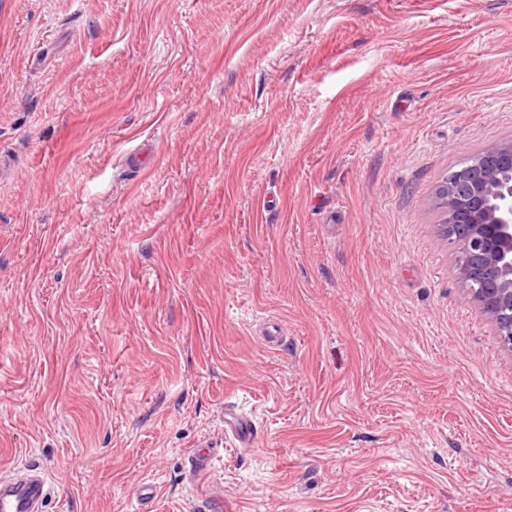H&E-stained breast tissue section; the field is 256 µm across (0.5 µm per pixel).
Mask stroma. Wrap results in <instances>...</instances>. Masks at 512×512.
Returning a JSON list of instances; mask_svg holds the SVG:
<instances>
[{
	"mask_svg": "<svg viewBox=\"0 0 512 512\" xmlns=\"http://www.w3.org/2000/svg\"><path fill=\"white\" fill-rule=\"evenodd\" d=\"M510 136L512 0H0V469L45 512H512V352L433 201ZM214 452L209 444L200 445L190 455L191 470L195 476L207 474L213 468ZM47 477L29 467L0 474V512H43Z\"/></svg>",
	"mask_w": 512,
	"mask_h": 512,
	"instance_id": "stroma-1",
	"label": "stroma"
}]
</instances>
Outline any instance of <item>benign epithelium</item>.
Masks as SVG:
<instances>
[{
  "mask_svg": "<svg viewBox=\"0 0 512 512\" xmlns=\"http://www.w3.org/2000/svg\"><path fill=\"white\" fill-rule=\"evenodd\" d=\"M483 157L448 185V237L461 244L456 271L464 300L479 306L512 351V140Z\"/></svg>",
  "mask_w": 512,
  "mask_h": 512,
  "instance_id": "1",
  "label": "benign epithelium"
}]
</instances>
